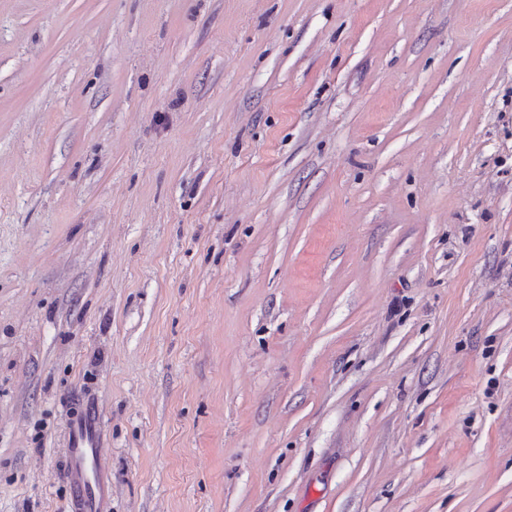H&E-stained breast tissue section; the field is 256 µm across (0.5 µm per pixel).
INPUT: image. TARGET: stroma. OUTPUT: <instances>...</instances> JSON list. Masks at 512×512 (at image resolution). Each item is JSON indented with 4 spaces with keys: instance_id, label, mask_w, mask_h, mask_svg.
<instances>
[{
    "instance_id": "1",
    "label": "stroma",
    "mask_w": 512,
    "mask_h": 512,
    "mask_svg": "<svg viewBox=\"0 0 512 512\" xmlns=\"http://www.w3.org/2000/svg\"><path fill=\"white\" fill-rule=\"evenodd\" d=\"M512 512V0H0V512ZM99 413L77 410L67 426L65 473L72 490L71 512H111L112 483L102 465Z\"/></svg>"
}]
</instances>
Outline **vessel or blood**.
I'll return each mask as SVG.
<instances>
[{"label":"vessel or blood","mask_w":512,"mask_h":512,"mask_svg":"<svg viewBox=\"0 0 512 512\" xmlns=\"http://www.w3.org/2000/svg\"><path fill=\"white\" fill-rule=\"evenodd\" d=\"M100 416L86 407L67 426L65 473L72 490L71 512H111L112 484L103 468Z\"/></svg>","instance_id":"1"}]
</instances>
